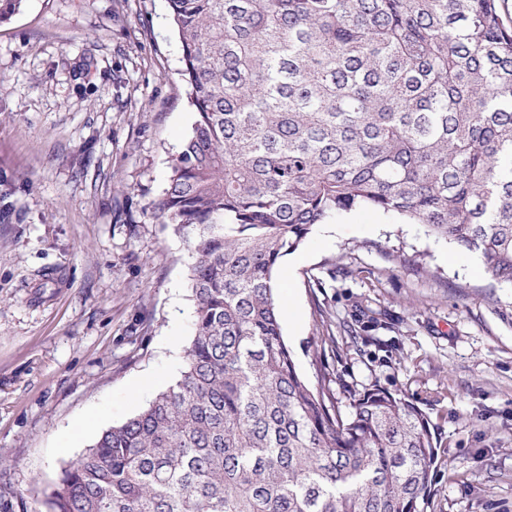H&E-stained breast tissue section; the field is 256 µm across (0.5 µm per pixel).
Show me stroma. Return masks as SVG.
<instances>
[{
  "label": "stroma",
  "instance_id": "obj_1",
  "mask_svg": "<svg viewBox=\"0 0 512 512\" xmlns=\"http://www.w3.org/2000/svg\"><path fill=\"white\" fill-rule=\"evenodd\" d=\"M167 0H24L0 23V512L180 377L188 242L148 213L193 120ZM380 211L281 258L285 341L341 412L372 386L428 416L424 512H512V287Z\"/></svg>",
  "mask_w": 512,
  "mask_h": 512
}]
</instances>
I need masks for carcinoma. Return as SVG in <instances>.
<instances>
[{
  "label": "carcinoma",
  "mask_w": 512,
  "mask_h": 512,
  "mask_svg": "<svg viewBox=\"0 0 512 512\" xmlns=\"http://www.w3.org/2000/svg\"><path fill=\"white\" fill-rule=\"evenodd\" d=\"M194 120L154 218L195 255L176 383L62 469L51 512H420L437 443L382 388L298 371L274 272L383 211L512 285V24L499 0H168Z\"/></svg>",
  "instance_id": "cac0c4a2"
}]
</instances>
